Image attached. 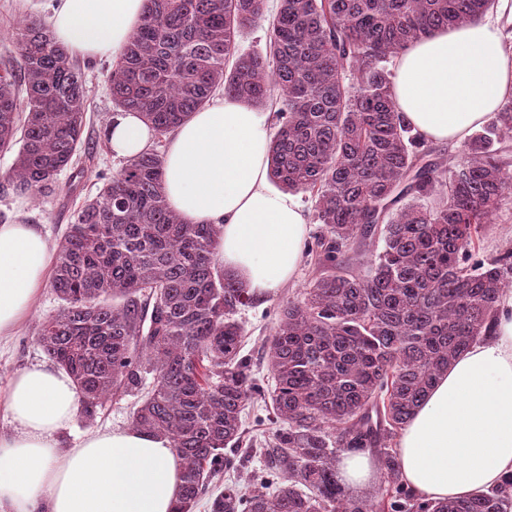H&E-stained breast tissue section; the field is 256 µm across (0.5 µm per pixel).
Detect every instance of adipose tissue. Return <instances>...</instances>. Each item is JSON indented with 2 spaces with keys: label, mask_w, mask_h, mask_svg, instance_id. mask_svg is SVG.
<instances>
[{
  "label": "adipose tissue",
  "mask_w": 512,
  "mask_h": 512,
  "mask_svg": "<svg viewBox=\"0 0 512 512\" xmlns=\"http://www.w3.org/2000/svg\"><path fill=\"white\" fill-rule=\"evenodd\" d=\"M146 0H55L52 28L72 56L119 58ZM393 100L426 139L463 142L512 95V56L491 21L409 44L394 61ZM155 131L133 112L115 116L114 157L146 150ZM267 116L224 98L192 113L168 138L169 206L189 224H217L218 259L264 299L296 274L306 233L293 195L270 189ZM52 248L42 231L0 224V337L30 316L45 287ZM80 393L45 364L10 381L5 407L13 432L0 435V508L8 512H173L178 459L167 438L130 427L96 431L67 452L57 436L76 415ZM400 477L423 501L459 500L512 475V290L498 301L493 336L472 343L442 373L402 428Z\"/></svg>",
  "instance_id": "1"
}]
</instances>
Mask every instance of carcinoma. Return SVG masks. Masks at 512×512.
<instances>
[{
    "mask_svg": "<svg viewBox=\"0 0 512 512\" xmlns=\"http://www.w3.org/2000/svg\"><path fill=\"white\" fill-rule=\"evenodd\" d=\"M495 0H280L263 53L238 38L265 0H147L110 75L112 101L162 138L213 94L275 105L270 180L314 201L317 272L279 304L268 338L275 427L244 448L259 393L235 313L246 285L216 258L217 224H186L166 199L164 159L126 160L83 203L60 241V306L37 339L92 420L139 394L132 426L167 438L181 465L173 512H512V477L462 500L421 501L400 478L394 441L433 381L495 332L512 289V244L490 260L474 237L512 205V98L447 157L393 101V60L410 43L475 23ZM0 73V151L18 148L14 188L37 200L85 145L84 70L31 17ZM382 241L365 273L344 260ZM367 452L383 479L352 496L336 464ZM263 471L251 469L254 455Z\"/></svg>",
    "mask_w": 512,
    "mask_h": 512,
    "instance_id": "obj_1",
    "label": "carcinoma"
}]
</instances>
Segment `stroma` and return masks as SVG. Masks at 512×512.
Masks as SVG:
<instances>
[{
	"mask_svg": "<svg viewBox=\"0 0 512 512\" xmlns=\"http://www.w3.org/2000/svg\"><path fill=\"white\" fill-rule=\"evenodd\" d=\"M50 0H0V67L14 60L18 54L13 30L32 16L49 20ZM111 61L103 60L85 66L89 89V122L84 136L87 158L82 161L83 177L73 178L71 173L61 175L60 189L43 200L18 194L8 181L9 171L15 155L0 153V224L22 220L38 225L50 243H58L68 224L82 202L97 194L105 176L111 175L121 166L106 145L108 128L118 110L109 91ZM314 271V261L309 253H302L295 279L286 287L265 300L254 301L238 311L236 318L244 328L245 342L242 349L259 370L260 384H270L261 344L272 330L276 320L278 304L286 298L296 296ZM58 306L51 288H43L34 309L24 325L15 335L0 340V394L4 393L12 376L30 365L45 362L46 356L36 337L39 319ZM134 396H123L110 401L95 421L88 422L74 417L69 426L58 437L60 449L75 447L86 435L103 428L130 427V412Z\"/></svg>",
	"mask_w": 512,
	"mask_h": 512,
	"instance_id": "35a3bbf8",
	"label": "stroma"
}]
</instances>
